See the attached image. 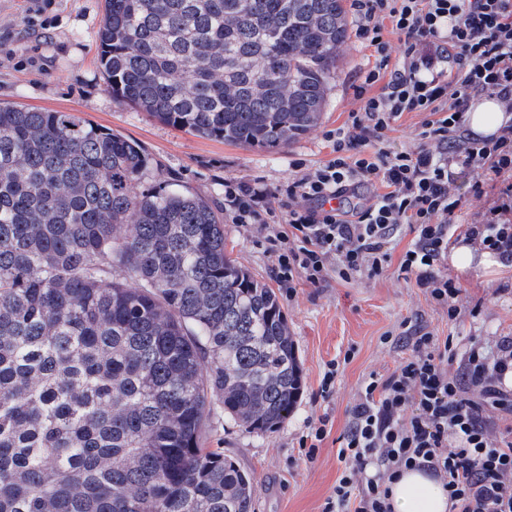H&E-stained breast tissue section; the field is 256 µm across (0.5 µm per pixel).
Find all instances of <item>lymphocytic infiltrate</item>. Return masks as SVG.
I'll return each instance as SVG.
<instances>
[{
  "instance_id": "f902f5d3",
  "label": "lymphocytic infiltrate",
  "mask_w": 512,
  "mask_h": 512,
  "mask_svg": "<svg viewBox=\"0 0 512 512\" xmlns=\"http://www.w3.org/2000/svg\"><path fill=\"white\" fill-rule=\"evenodd\" d=\"M357 34L375 64L355 86L360 102L330 133L333 156L279 187L224 180V216L265 224L272 273L280 287H317L329 278L376 277L389 267L403 233L413 238L399 270L414 277L435 306L456 321L461 294L442 272L457 233L512 269V183L499 213L459 228L463 205L453 188L462 170L512 174V124L468 136L465 114L486 93L512 112V0H353ZM407 112L424 113L413 148L394 152L389 134ZM373 195L345 208L361 189ZM335 198L339 207L325 208ZM405 357L386 375L370 374L338 438L343 469L322 512H393L389 486L416 469L440 482L449 512H512V336L487 345L415 330L385 339Z\"/></svg>"
}]
</instances>
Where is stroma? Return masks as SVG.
<instances>
[{"label": "stroma", "instance_id": "obj_1", "mask_svg": "<svg viewBox=\"0 0 512 512\" xmlns=\"http://www.w3.org/2000/svg\"><path fill=\"white\" fill-rule=\"evenodd\" d=\"M26 0H0V104L75 113L93 124L130 138L153 161L152 184H175L197 194L216 210L224 208V179L263 177L276 185L294 174L299 164L326 161L331 149L327 131L344 125L360 103L355 85L374 64L372 51L356 36H348L318 125L269 152L227 144L178 131L149 113L112 99L97 62V32L104 18V0H49L43 23L30 22ZM502 180L478 177L466 170L455 190L463 198L461 224H482L499 204ZM228 253L265 283H272V257L263 234L254 226L224 227ZM398 262L377 277L350 282L332 278L322 287L298 283L294 295H277L296 339L303 370V393L293 414L271 432L251 433L212 414L204 445L223 449L255 486V512H322L341 470L337 438L348 422V410L362 381L370 373H387L401 359L400 350L381 342L408 327L452 337L465 348L470 341L512 336V273L474 249L466 271L445 262L444 271L461 288L456 322L434 306L414 280L400 276ZM352 360H345L346 351ZM344 360L329 399L319 395L326 364ZM329 415L332 427L313 458H306L300 438L310 424Z\"/></svg>", "mask_w": 512, "mask_h": 512}]
</instances>
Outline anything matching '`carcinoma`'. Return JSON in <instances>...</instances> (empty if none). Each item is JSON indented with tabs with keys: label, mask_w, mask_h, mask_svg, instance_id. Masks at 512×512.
Here are the masks:
<instances>
[{
	"label": "carcinoma",
	"mask_w": 512,
	"mask_h": 512,
	"mask_svg": "<svg viewBox=\"0 0 512 512\" xmlns=\"http://www.w3.org/2000/svg\"><path fill=\"white\" fill-rule=\"evenodd\" d=\"M344 0H105L112 99L190 134L281 150L319 120ZM138 143L0 105V512H254L202 430L278 428L302 387L272 288L224 217L140 193Z\"/></svg>",
	"instance_id": "1"
}]
</instances>
